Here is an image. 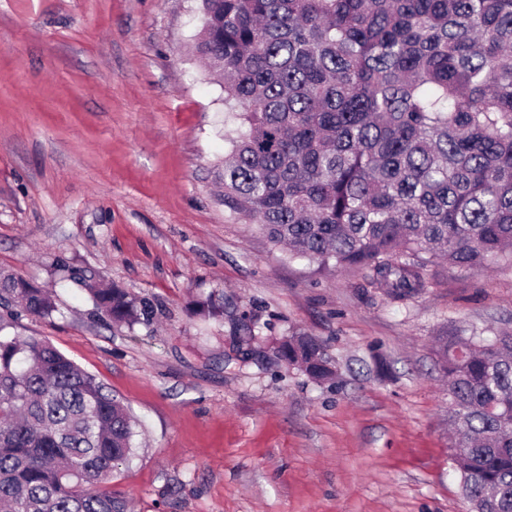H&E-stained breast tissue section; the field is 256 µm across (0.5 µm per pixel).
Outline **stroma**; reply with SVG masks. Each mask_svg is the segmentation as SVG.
<instances>
[{
  "label": "stroma",
  "instance_id": "stroma-1",
  "mask_svg": "<svg viewBox=\"0 0 512 512\" xmlns=\"http://www.w3.org/2000/svg\"><path fill=\"white\" fill-rule=\"evenodd\" d=\"M201 0H0V272L56 294L21 317L136 423L113 490L130 512H467L438 335L512 329V266H434L390 300L362 273L290 258L231 217L214 171L236 127L195 54ZM150 300L94 310L57 262ZM224 294V316L193 313ZM257 313L261 352L235 323ZM319 339L329 382L279 362Z\"/></svg>",
  "mask_w": 512,
  "mask_h": 512
}]
</instances>
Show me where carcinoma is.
Returning <instances> with one entry per match:
<instances>
[{
	"mask_svg": "<svg viewBox=\"0 0 512 512\" xmlns=\"http://www.w3.org/2000/svg\"><path fill=\"white\" fill-rule=\"evenodd\" d=\"M197 51L239 126L221 201L291 257L352 269L404 301L427 268L512 263V0H202ZM84 285L134 326L152 306ZM200 308L224 316V293ZM54 297L0 273V512H127L109 487L134 424L46 340L11 333ZM255 316L236 331L248 343ZM280 358L325 380L311 336ZM448 423L470 512H512V333L439 338Z\"/></svg>",
	"mask_w": 512,
	"mask_h": 512,
	"instance_id": "cac0c4a2",
	"label": "carcinoma"
}]
</instances>
